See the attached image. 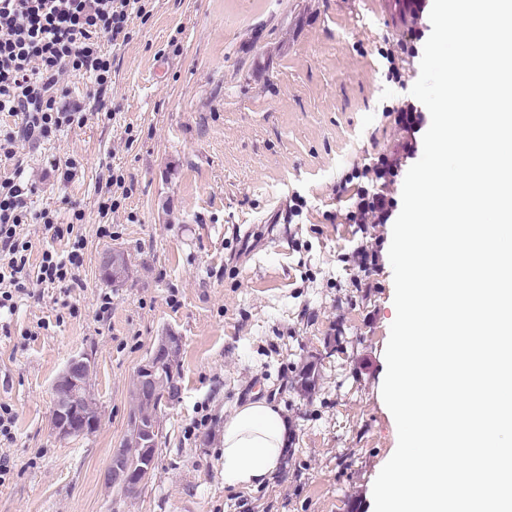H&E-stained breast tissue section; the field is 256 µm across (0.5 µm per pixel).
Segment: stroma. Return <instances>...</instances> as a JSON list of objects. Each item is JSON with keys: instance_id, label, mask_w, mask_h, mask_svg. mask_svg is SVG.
I'll list each match as a JSON object with an SVG mask.
<instances>
[{"instance_id": "stroma-1", "label": "stroma", "mask_w": 512, "mask_h": 512, "mask_svg": "<svg viewBox=\"0 0 512 512\" xmlns=\"http://www.w3.org/2000/svg\"><path fill=\"white\" fill-rule=\"evenodd\" d=\"M401 18L379 0H148L98 88L71 73L72 101L107 112L22 149L47 173L34 197L67 221L83 212L85 285L23 299L0 332V402L16 411L14 463L0 512H374L373 484L398 442L382 384L396 316L388 224H332L336 184L403 137L386 106L410 99L377 53ZM168 69L153 82V67ZM76 164L68 180L52 164ZM112 234L97 232L98 189L111 175ZM299 214L284 223L290 205ZM377 250L359 267L360 247ZM128 253L133 273L104 281L103 254ZM108 318L96 316L101 296ZM181 336V395L166 407L152 477L131 497L106 491L121 447L132 378L157 338ZM34 337L23 340L24 332ZM93 353L97 430H51V387L67 361ZM318 364L312 395L294 387ZM266 398L291 424L285 461L257 489L224 488L219 437L233 410ZM209 430L194 431L201 416Z\"/></svg>"}]
</instances>
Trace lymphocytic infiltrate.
Instances as JSON below:
<instances>
[{
    "label": "lymphocytic infiltrate",
    "instance_id": "1",
    "mask_svg": "<svg viewBox=\"0 0 512 512\" xmlns=\"http://www.w3.org/2000/svg\"><path fill=\"white\" fill-rule=\"evenodd\" d=\"M412 21L397 49H385L387 81L401 85L405 71L399 54H414L424 35L427 0H412ZM141 0H0V163L15 159L20 143L31 145L84 125L88 115L71 102L63 86L66 73L86 76L104 86L111 80L112 60L100 47L126 45L133 17L142 15ZM397 123L409 137L398 149L378 154L345 176L354 190L344 217L348 224H386L397 207L392 187L404 159L415 151L414 136L422 113L411 103L397 105ZM36 182L24 168L0 177V312H14L19 300L38 297L41 288H79L84 241L74 229L84 215L73 211L70 223H56L46 210H34ZM43 225L54 237H69L66 250L43 251L38 266H30L32 225Z\"/></svg>",
    "mask_w": 512,
    "mask_h": 512
}]
</instances>
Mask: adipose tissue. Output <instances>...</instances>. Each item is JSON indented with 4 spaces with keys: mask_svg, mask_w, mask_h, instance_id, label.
Listing matches in <instances>:
<instances>
[{
    "mask_svg": "<svg viewBox=\"0 0 512 512\" xmlns=\"http://www.w3.org/2000/svg\"><path fill=\"white\" fill-rule=\"evenodd\" d=\"M288 439V421L279 407L255 400L235 409L224 422L219 446L224 487L255 489L278 472Z\"/></svg>",
    "mask_w": 512,
    "mask_h": 512,
    "instance_id": "1",
    "label": "adipose tissue"
}]
</instances>
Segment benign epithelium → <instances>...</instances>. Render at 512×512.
<instances>
[{
  "label": "benign epithelium",
  "mask_w": 512,
  "mask_h": 512,
  "mask_svg": "<svg viewBox=\"0 0 512 512\" xmlns=\"http://www.w3.org/2000/svg\"><path fill=\"white\" fill-rule=\"evenodd\" d=\"M101 268L106 276L114 279L124 274V265L120 252L112 250L102 260ZM181 350L180 338L169 332L158 338L154 350L137 367L133 378V390L149 394L152 391L154 358L174 356ZM95 366L92 355L82 353L72 357L64 370L52 385V428L61 438H79L91 434L97 427V421L88 413L75 412L76 403L94 402L90 384V374ZM123 449H117L111 459L107 472L105 489L112 491L115 487L125 488L132 485L136 477H147L155 467L156 460L150 453L144 455L136 472H131L128 465L118 459Z\"/></svg>",
  "instance_id": "benign-epithelium-1"
}]
</instances>
